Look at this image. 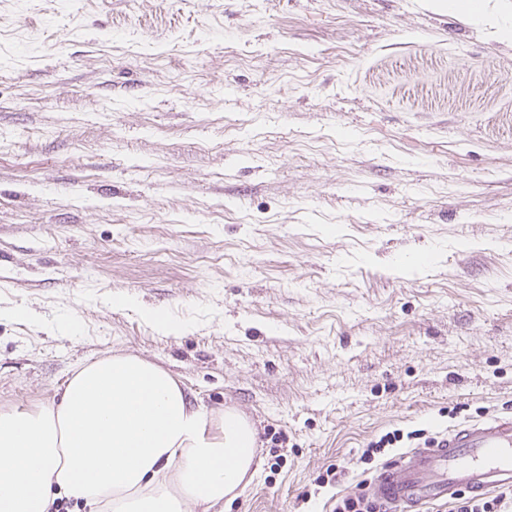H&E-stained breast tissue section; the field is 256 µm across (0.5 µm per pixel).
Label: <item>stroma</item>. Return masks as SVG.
Masks as SVG:
<instances>
[{"mask_svg": "<svg viewBox=\"0 0 512 512\" xmlns=\"http://www.w3.org/2000/svg\"><path fill=\"white\" fill-rule=\"evenodd\" d=\"M510 29L512 0H0V409L141 356L253 424L224 512H331L512 414Z\"/></svg>", "mask_w": 512, "mask_h": 512, "instance_id": "35a3bbf8", "label": "stroma"}]
</instances>
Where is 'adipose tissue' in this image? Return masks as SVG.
<instances>
[{"label": "adipose tissue", "instance_id": "adipose-tissue-1", "mask_svg": "<svg viewBox=\"0 0 512 512\" xmlns=\"http://www.w3.org/2000/svg\"><path fill=\"white\" fill-rule=\"evenodd\" d=\"M256 430L194 404L136 355L81 364L58 401L0 411V512H224L255 462Z\"/></svg>", "mask_w": 512, "mask_h": 512}]
</instances>
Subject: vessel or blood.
I'll list each match as a JSON object with an SVG mask.
<instances>
[{
	"label": "vessel or blood",
	"instance_id": "vessel-or-blood-1",
	"mask_svg": "<svg viewBox=\"0 0 512 512\" xmlns=\"http://www.w3.org/2000/svg\"><path fill=\"white\" fill-rule=\"evenodd\" d=\"M512 485V415L455 426L432 443L411 448L384 466L366 489L391 512L481 495Z\"/></svg>",
	"mask_w": 512,
	"mask_h": 512
}]
</instances>
